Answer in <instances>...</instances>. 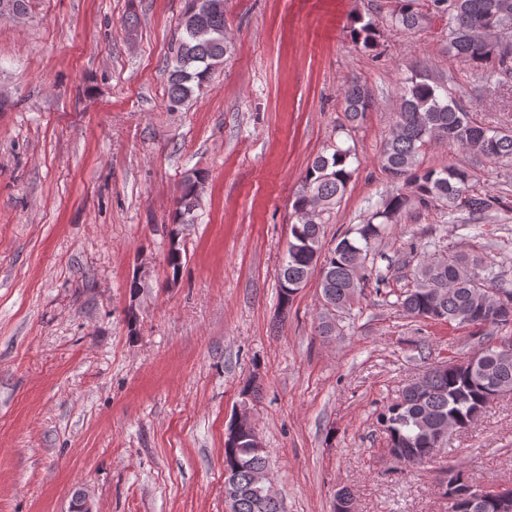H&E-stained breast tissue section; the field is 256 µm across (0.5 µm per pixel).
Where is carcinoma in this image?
Returning <instances> with one entry per match:
<instances>
[{
    "label": "carcinoma",
    "instance_id": "obj_1",
    "mask_svg": "<svg viewBox=\"0 0 512 512\" xmlns=\"http://www.w3.org/2000/svg\"><path fill=\"white\" fill-rule=\"evenodd\" d=\"M211 0L189 4L191 16L182 18L181 34L168 64L167 103L174 110L203 92L212 75L224 65L231 43L224 36V11L208 7ZM503 0H432L436 11L448 14V53L479 69L481 78L498 82L512 77V11L501 8ZM397 28L415 30L430 16L419 10L418 0H395L390 12ZM344 113L354 123L373 107L366 85L355 80L342 89ZM434 142L456 146L481 161L498 164L512 160V132L479 125L470 112L448 95V88L431 81L419 69L410 68L398 118L389 132L379 161L392 182L399 185L382 207L324 249V215L344 197L356 158L351 147L335 146L330 154H318L305 171L293 202L295 222L290 225L285 257L276 271L281 311L288 312L296 292L319 275L323 311L318 316L321 336L341 332L339 313L361 295L370 283L381 286L388 271L377 266L376 243L384 226L397 224L413 209L443 207L463 222H486L497 218L512 204L503 197L476 189L472 174L450 165L440 170L424 168L421 152ZM204 175L193 171L184 176L173 211L166 265L177 281L187 258L180 239V226L195 221ZM411 288L397 297L408 315L469 327L483 336L476 350L485 370H469L448 364L427 368L422 381L409 383L387 402L377 420L386 434L387 452L395 461L412 466L430 463L441 451L446 437L442 429L456 423L470 427L486 412L494 394H512V289L501 285L500 272L479 255L450 252L420 262L410 269ZM224 470L231 483L224 487L234 512H282L278 498L268 497L254 483L258 472H269L265 448L256 446L253 429L229 424L224 440ZM439 491L448 500V512H498L487 500L474 503L463 472L448 466L442 471ZM333 512H353L351 491H336Z\"/></svg>",
    "mask_w": 512,
    "mask_h": 512
}]
</instances>
